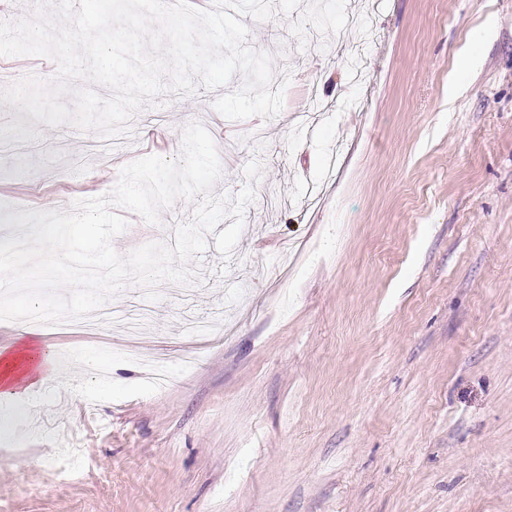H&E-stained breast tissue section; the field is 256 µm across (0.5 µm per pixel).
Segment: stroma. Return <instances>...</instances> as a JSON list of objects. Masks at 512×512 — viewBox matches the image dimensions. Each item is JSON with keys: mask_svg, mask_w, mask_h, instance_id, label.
Wrapping results in <instances>:
<instances>
[{"mask_svg": "<svg viewBox=\"0 0 512 512\" xmlns=\"http://www.w3.org/2000/svg\"><path fill=\"white\" fill-rule=\"evenodd\" d=\"M366 18L337 44L349 16ZM248 42L287 81L270 121L229 120L215 92L138 110L123 162L181 152L203 125L216 195L256 198L229 261L207 233L196 281L163 283L151 351L197 366L158 394L113 357V329L1 324L80 356L0 407V512H512V0H302ZM0 103V241L11 219L69 209L119 169L92 132ZM192 202L160 224L127 213L125 255L174 244ZM221 317L206 344L184 319ZM84 466L67 474L59 435Z\"/></svg>", "mask_w": 512, "mask_h": 512, "instance_id": "stroma-1", "label": "stroma"}]
</instances>
